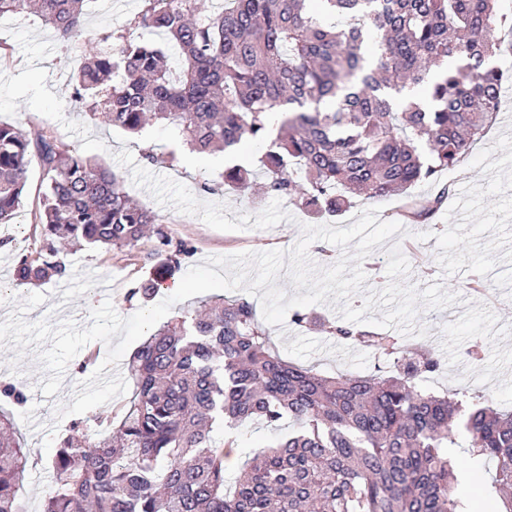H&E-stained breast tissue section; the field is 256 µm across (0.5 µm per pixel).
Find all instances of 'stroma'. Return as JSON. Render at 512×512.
I'll list each match as a JSON object with an SVG mask.
<instances>
[{
  "instance_id": "obj_1",
  "label": "stroma",
  "mask_w": 512,
  "mask_h": 512,
  "mask_svg": "<svg viewBox=\"0 0 512 512\" xmlns=\"http://www.w3.org/2000/svg\"><path fill=\"white\" fill-rule=\"evenodd\" d=\"M138 7L139 0H93L84 16L83 36L67 44L37 15L0 17V44L11 49L10 56L0 60V122L30 134L52 127L62 139L76 143L85 157L112 167L130 195L168 217L167 231L173 239L192 245L193 253L186 261L190 267L216 256L286 250L301 238L303 225L347 228L360 219L362 210L379 206V220L402 224L394 241L402 244L411 239L416 244L415 251L406 254L410 264L406 283L421 291L440 284L459 296L458 304L451 307L419 311L417 323L427 329L426 341L442 363L440 373L424 382V390L462 387L481 394L486 405L512 407V83L502 87L503 105L487 137L473 144L468 156L444 171L439 181L420 182L411 188V195L426 208L443 182L470 185L475 193L463 209L455 199H448L433 210L429 225L402 220V201L395 196L363 200L333 215L311 213L294 200L255 189L242 192L227 186L207 193L203 183L241 163L240 155L197 154L170 128L159 124L146 127L141 135H130L91 119L86 105L71 98L70 76L80 59L96 49V33L120 25ZM148 146L158 154L175 153L174 164L148 163L142 154ZM40 184L39 168L30 167L20 208L12 223L0 224V237L11 238L0 250V322L36 292L46 300L25 311L30 322L45 320L54 326L70 322L81 329L91 326V312L84 307L89 296L99 304L111 301L121 317L133 315L140 304L128 300L127 293L149 278L152 268L123 250L83 249L69 255V277L38 287L17 284L13 276L17 253L39 244L32 211ZM270 333L284 358L322 374L355 375L375 369L374 356L363 346L297 328L291 321L272 326ZM476 340L484 346V359L477 367L466 354ZM39 353L33 345L19 354L11 344H0V381L23 384L29 394L27 406L12 411L34 459L20 494L22 512H41L55 484L53 472L41 463L54 455L70 424L69 418H57L58 408L72 404L84 380L74 365H67L59 392L44 396L41 383L46 372ZM452 455L462 463L457 494L471 500L474 512H482L484 499L475 490L478 482L490 479L492 464H472L464 448L454 449Z\"/></svg>"
}]
</instances>
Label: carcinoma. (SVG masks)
<instances>
[{
    "instance_id": "obj_1",
    "label": "carcinoma",
    "mask_w": 512,
    "mask_h": 512,
    "mask_svg": "<svg viewBox=\"0 0 512 512\" xmlns=\"http://www.w3.org/2000/svg\"><path fill=\"white\" fill-rule=\"evenodd\" d=\"M90 0H0V16L34 13L59 38L82 35ZM498 0H142L125 23L98 35L95 55L71 76L73 99L103 123L141 134L175 129L190 149L234 152L267 143L254 169L224 182L303 209L339 213L356 198L405 195L454 167L494 122L508 80L512 20ZM161 34L164 45L135 36ZM43 191L34 212L40 246L18 255L14 278L36 286L69 276L58 240L147 258L171 277L191 255L166 219L49 127L34 137L0 123V224L14 218L32 163ZM303 173L302 189L288 168ZM322 330L363 345L392 366L321 375L284 360L253 306L213 296L182 309L130 356L133 395L117 420L72 421L50 467L56 486L42 512H470L448 458L464 432L474 463L495 473L481 492L512 512V411L464 408L467 392L424 393L440 368L432 348L333 321ZM23 406L26 388L0 382ZM295 429L258 450L224 489L225 449L248 421ZM30 450L0 412V512H21Z\"/></svg>"
}]
</instances>
